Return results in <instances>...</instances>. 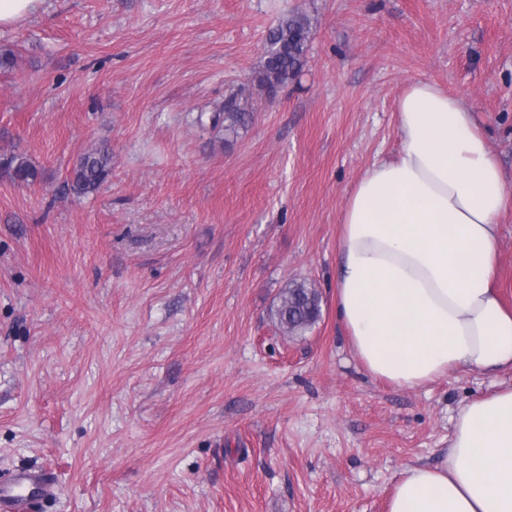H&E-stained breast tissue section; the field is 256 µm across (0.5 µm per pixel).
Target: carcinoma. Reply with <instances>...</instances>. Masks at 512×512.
Instances as JSON below:
<instances>
[{"mask_svg": "<svg viewBox=\"0 0 512 512\" xmlns=\"http://www.w3.org/2000/svg\"><path fill=\"white\" fill-rule=\"evenodd\" d=\"M309 39L307 21L291 17L272 28L258 83L273 89L295 76L303 67ZM212 127L224 126V131L235 133L247 121L239 99L231 95L224 100V108L209 117ZM11 177L19 182H33L37 171L27 162L11 158L5 163ZM112 170V156L105 148H95L82 154L74 163L67 187L77 197L95 193L108 179ZM320 293L305 281H291L281 289L275 308L279 327L289 335L305 332L320 317Z\"/></svg>", "mask_w": 512, "mask_h": 512, "instance_id": "cac0c4a2", "label": "carcinoma"}]
</instances>
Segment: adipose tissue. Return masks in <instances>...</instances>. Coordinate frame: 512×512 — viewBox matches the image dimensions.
<instances>
[{
	"instance_id": "obj_1",
	"label": "adipose tissue",
	"mask_w": 512,
	"mask_h": 512,
	"mask_svg": "<svg viewBox=\"0 0 512 512\" xmlns=\"http://www.w3.org/2000/svg\"><path fill=\"white\" fill-rule=\"evenodd\" d=\"M400 149L347 199L336 318L365 370L399 388L512 370V310L493 286L512 188L470 107L418 80ZM387 512H512V385L463 405L438 463L405 469Z\"/></svg>"
}]
</instances>
